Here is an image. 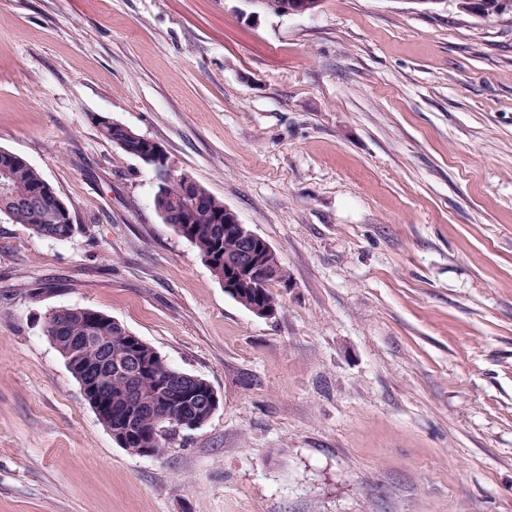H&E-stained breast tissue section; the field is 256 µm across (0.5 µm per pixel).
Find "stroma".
Instances as JSON below:
<instances>
[{"label": "stroma", "instance_id": "stroma-1", "mask_svg": "<svg viewBox=\"0 0 512 512\" xmlns=\"http://www.w3.org/2000/svg\"><path fill=\"white\" fill-rule=\"evenodd\" d=\"M159 142L277 253L274 317L158 216ZM0 148L70 206L0 220V512H512V25L408 0H0ZM123 324L218 396L120 447L44 331ZM285 0H254V5L266 14L274 16H284L310 13V6L307 0H290L286 5L283 14L282 9L285 7ZM27 200L36 204L39 208L43 202V195L37 192H29L26 194ZM62 208V201H60ZM69 208V206L67 205ZM8 215L12 223L22 224L32 234L57 240H64L71 236L74 224H68L63 211L68 213L69 210L64 207L62 210L57 204V200L53 195H47L39 209H28L21 206H8Z\"/></svg>", "mask_w": 512, "mask_h": 512}]
</instances>
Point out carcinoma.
Listing matches in <instances>:
<instances>
[{"instance_id": "1", "label": "carcinoma", "mask_w": 512, "mask_h": 512, "mask_svg": "<svg viewBox=\"0 0 512 512\" xmlns=\"http://www.w3.org/2000/svg\"><path fill=\"white\" fill-rule=\"evenodd\" d=\"M500 0H479V7L489 18L502 22H512V10L497 11ZM11 171L21 187L33 190L44 186L40 171L25 158L13 152L0 150V172ZM159 178L154 200L158 208L167 213L165 223L174 230L186 229L184 235L198 250L217 280L224 279V253L233 249L235 243L224 237V201L213 194L205 185L198 184V192L206 200V205L192 212L189 223L182 224L180 216L187 209V200L180 184L171 179V174L155 168ZM12 223L21 224L32 234L57 240L71 236L73 225L66 222L63 211L54 196L44 198L39 209L21 206L8 207ZM89 319L71 317L56 311L48 317L46 335H56V328L66 329V335L110 336L112 337V379L99 390L101 401L105 402L106 416L110 417L106 427L112 430L113 438L124 437L126 448H150L157 456L165 451L163 423L178 420L182 416L187 396L199 394L209 389V383L201 377L190 375L169 366L149 344L134 341L128 330L119 322L92 309L87 310ZM136 358L144 365L139 372L140 380L153 388L151 407L145 408L140 399L130 394L123 370L126 362ZM96 362V352L92 347L79 349V357L69 365L71 374L81 380L82 371L78 367H90Z\"/></svg>"}]
</instances>
